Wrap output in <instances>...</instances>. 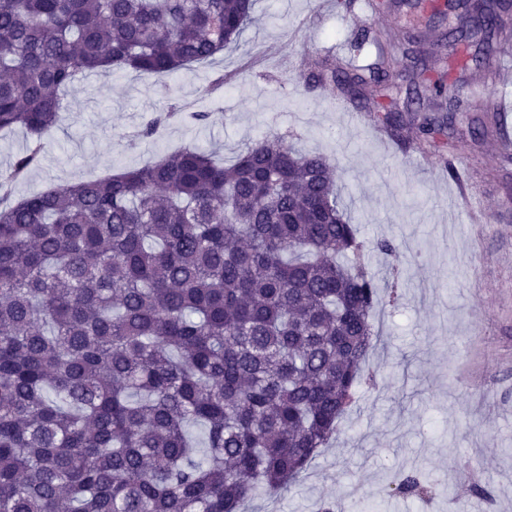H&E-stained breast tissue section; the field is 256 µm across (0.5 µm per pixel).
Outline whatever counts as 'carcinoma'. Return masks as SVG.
<instances>
[{
	"mask_svg": "<svg viewBox=\"0 0 512 512\" xmlns=\"http://www.w3.org/2000/svg\"><path fill=\"white\" fill-rule=\"evenodd\" d=\"M255 5L0 0V131L42 140L93 72L208 62L238 46ZM413 7L430 16L408 31L407 71L385 54L325 61L307 85H337L395 135L424 112L435 144L469 88L440 78L423 99V46H512L495 0ZM0 188V512H241L298 481L356 388L377 387L369 255L398 262L407 247L360 238L324 156L266 136L228 165L187 146L15 202ZM396 490L431 493L413 468Z\"/></svg>",
	"mask_w": 512,
	"mask_h": 512,
	"instance_id": "obj_1",
	"label": "carcinoma"
}]
</instances>
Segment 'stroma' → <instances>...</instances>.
Masks as SVG:
<instances>
[{
	"label": "stroma",
	"instance_id": "stroma-1",
	"mask_svg": "<svg viewBox=\"0 0 512 512\" xmlns=\"http://www.w3.org/2000/svg\"><path fill=\"white\" fill-rule=\"evenodd\" d=\"M371 3L355 0L344 13L322 0H257L240 46L213 61L162 80L123 72L78 83L13 196L138 167L186 145L229 161L246 144L280 136L328 157L362 236L408 246L399 275L370 261L380 296L395 282L401 296L375 313L377 388L356 392L340 432L299 482L276 498L257 495L248 512H319L339 501L348 512H471L475 502L512 512V161L495 136L471 140L469 122L486 113L475 100L459 114V175L451 178L417 131L384 145L372 113L352 123L338 112L335 85L307 87L315 60L371 63L374 43L352 48L363 31L402 32V13ZM170 106L176 116L140 139L156 109ZM196 111L208 120L192 121ZM413 465L434 485L428 497L394 492L397 473Z\"/></svg>",
	"mask_w": 512,
	"mask_h": 512
}]
</instances>
